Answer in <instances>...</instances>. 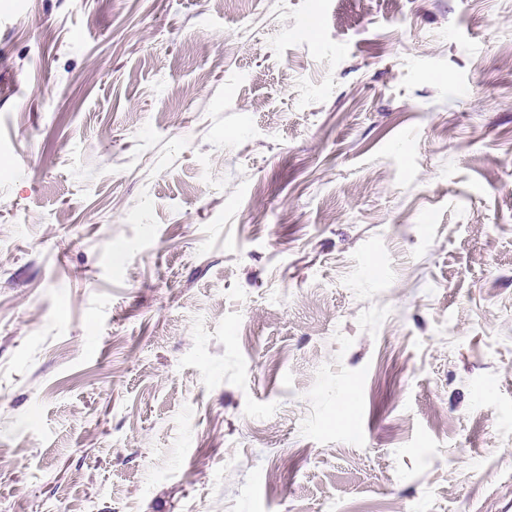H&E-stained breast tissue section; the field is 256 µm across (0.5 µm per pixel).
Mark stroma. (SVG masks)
<instances>
[{
	"label": "stroma",
	"mask_w": 512,
	"mask_h": 512,
	"mask_svg": "<svg viewBox=\"0 0 512 512\" xmlns=\"http://www.w3.org/2000/svg\"><path fill=\"white\" fill-rule=\"evenodd\" d=\"M0 512H512V0H0Z\"/></svg>",
	"instance_id": "35a3bbf8"
}]
</instances>
